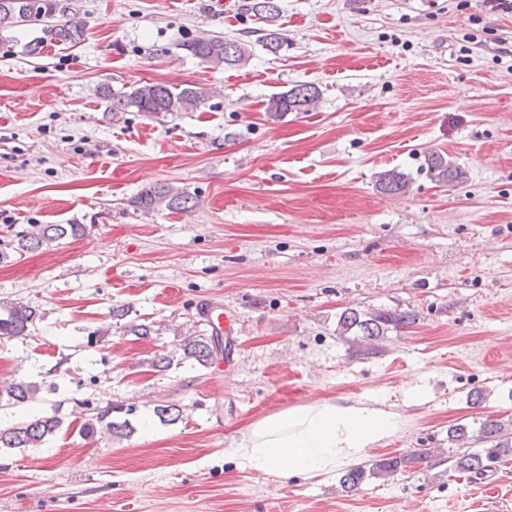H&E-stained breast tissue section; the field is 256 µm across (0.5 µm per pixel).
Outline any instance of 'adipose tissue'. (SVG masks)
I'll return each mask as SVG.
<instances>
[{
    "label": "adipose tissue",
    "instance_id": "adipose-tissue-1",
    "mask_svg": "<svg viewBox=\"0 0 512 512\" xmlns=\"http://www.w3.org/2000/svg\"><path fill=\"white\" fill-rule=\"evenodd\" d=\"M395 427L393 413L321 402L251 423L234 455L240 466L255 471L315 477L358 459Z\"/></svg>",
    "mask_w": 512,
    "mask_h": 512
}]
</instances>
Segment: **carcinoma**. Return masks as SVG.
Here are the masks:
<instances>
[{
    "label": "carcinoma",
    "instance_id": "1",
    "mask_svg": "<svg viewBox=\"0 0 512 512\" xmlns=\"http://www.w3.org/2000/svg\"><path fill=\"white\" fill-rule=\"evenodd\" d=\"M245 10L260 19L273 22L279 14L277 0H247ZM38 24L42 36L29 45V53H39L45 42L60 43L70 47L84 40L83 23L76 19L69 0H0V31L20 25ZM190 55L204 63L215 66L236 67L250 58L248 45L234 39L220 37L195 39L184 45ZM100 95L109 103L112 112H142L148 116L186 112L200 106L204 100L203 91L183 84L173 86L158 82H146L130 91L114 90L106 85L100 88ZM320 98L319 88L313 84H297L285 92L269 98L266 112L271 119H278L287 112L308 111ZM426 171L430 179L446 185L460 177L448 159L437 152L425 158ZM378 187L387 194H401L409 188L404 174L398 171H384L377 179ZM193 197L184 190L167 183H156L144 188L136 199L138 207L155 210H188ZM84 224H43L27 233L19 234L17 249L33 251L44 245L59 242L68 236L79 237L86 233ZM40 318L39 309L24 302L0 301V338L14 339L30 336V326ZM414 315L410 312L360 311L345 309L338 319V333L353 335L366 344L373 345L389 328H400L412 324ZM196 361L207 367L213 361V347L210 337L200 334L187 339L180 345L179 360ZM40 388L32 382L13 380L0 386V401L9 407H18L34 401ZM61 419L53 414L35 416L12 426L0 428L1 448H35L59 428ZM108 433L116 438L129 434L126 421L112 420V410L90 412L89 418L81 425L79 433L91 435ZM466 446L470 451L453 459L454 470L459 473L481 475L488 468L512 457V420H485L476 428L457 424L448 429V447ZM443 453L440 448L416 450L408 457L380 460L370 468L357 466L348 469L341 476L343 491L352 493L372 478H390L400 472L407 463L422 464L434 455Z\"/></svg>",
    "mask_w": 512,
    "mask_h": 512
}]
</instances>
